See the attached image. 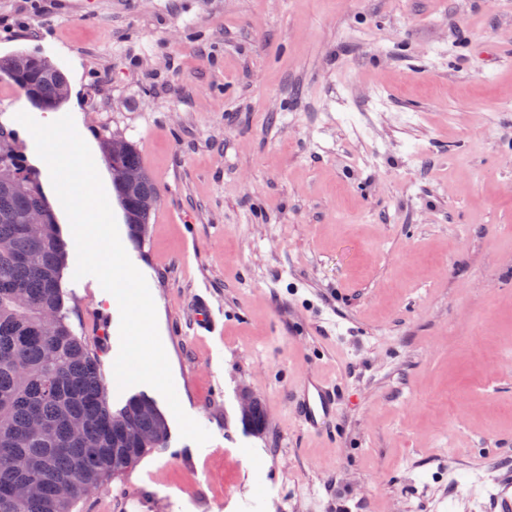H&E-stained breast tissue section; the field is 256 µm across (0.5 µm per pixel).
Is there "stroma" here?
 <instances>
[{
    "label": "stroma",
    "mask_w": 512,
    "mask_h": 512,
    "mask_svg": "<svg viewBox=\"0 0 512 512\" xmlns=\"http://www.w3.org/2000/svg\"><path fill=\"white\" fill-rule=\"evenodd\" d=\"M67 78L103 185L102 129L159 190L141 248L179 402L170 430L75 512H489L512 478V0H0V58ZM68 249L69 322L113 377L120 311L75 278L69 219L0 75ZM204 296L216 322L197 330ZM347 396L323 433L288 390ZM266 426L243 421L241 393ZM475 477L466 497L461 475Z\"/></svg>",
    "instance_id": "1"
}]
</instances>
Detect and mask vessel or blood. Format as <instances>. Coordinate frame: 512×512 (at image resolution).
Here are the masks:
<instances>
[{
	"label": "vessel or blood",
	"mask_w": 512,
	"mask_h": 512,
	"mask_svg": "<svg viewBox=\"0 0 512 512\" xmlns=\"http://www.w3.org/2000/svg\"><path fill=\"white\" fill-rule=\"evenodd\" d=\"M341 396L340 386L325 382L314 373L306 375L288 393L299 419L313 433L319 432L325 422L335 414Z\"/></svg>",
	"instance_id": "obj_1"
}]
</instances>
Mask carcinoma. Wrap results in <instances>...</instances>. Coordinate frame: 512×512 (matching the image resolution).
I'll use <instances>...</instances> for the list:
<instances>
[{"label": "carcinoma", "mask_w": 512, "mask_h": 512, "mask_svg": "<svg viewBox=\"0 0 512 512\" xmlns=\"http://www.w3.org/2000/svg\"><path fill=\"white\" fill-rule=\"evenodd\" d=\"M0 73L38 108L62 100L65 76L41 56L0 58ZM101 147L109 166L137 174L114 189L138 248L157 186L132 143L104 134ZM34 211L42 223H27ZM66 249L38 173L1 124L0 512H73L91 489L167 442V420L150 397L109 405L101 363L64 308Z\"/></svg>", "instance_id": "carcinoma-1"}]
</instances>
